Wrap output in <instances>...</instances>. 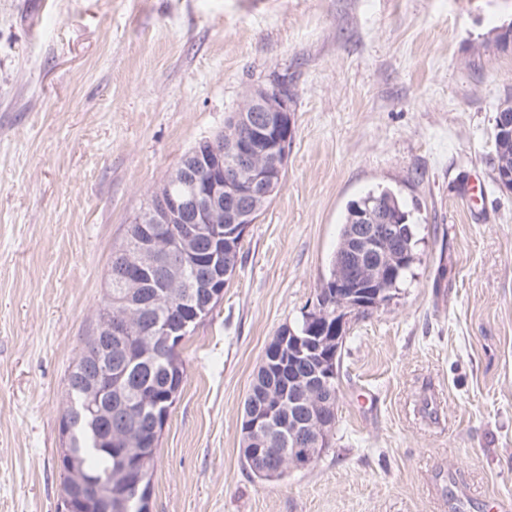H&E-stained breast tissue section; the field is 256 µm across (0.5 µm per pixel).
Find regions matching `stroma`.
Returning <instances> with one entry per match:
<instances>
[{
	"instance_id": "1",
	"label": "stroma",
	"mask_w": 512,
	"mask_h": 512,
	"mask_svg": "<svg viewBox=\"0 0 512 512\" xmlns=\"http://www.w3.org/2000/svg\"><path fill=\"white\" fill-rule=\"evenodd\" d=\"M512 0H0V512H56L66 377L113 250L257 86L293 95L281 187L180 347L151 512H491L512 498ZM408 204L415 260L350 315L331 445L262 481L240 460L266 346L312 306L346 207ZM467 500H457V488Z\"/></svg>"
}]
</instances>
